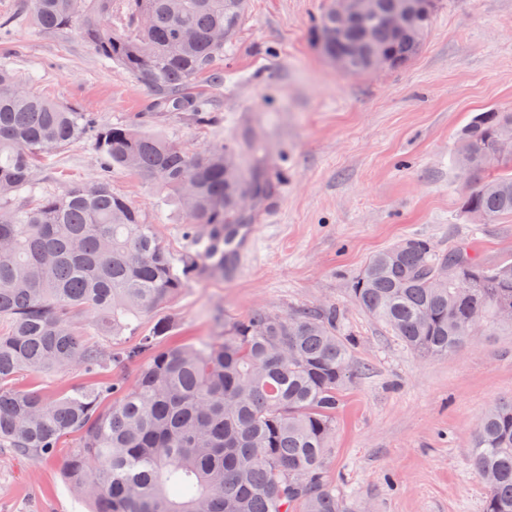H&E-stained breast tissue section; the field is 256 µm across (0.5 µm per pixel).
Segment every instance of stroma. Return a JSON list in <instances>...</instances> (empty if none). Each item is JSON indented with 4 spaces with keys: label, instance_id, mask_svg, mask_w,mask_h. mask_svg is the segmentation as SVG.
I'll list each match as a JSON object with an SVG mask.
<instances>
[{
    "label": "stroma",
    "instance_id": "35a3bbf8",
    "mask_svg": "<svg viewBox=\"0 0 512 512\" xmlns=\"http://www.w3.org/2000/svg\"><path fill=\"white\" fill-rule=\"evenodd\" d=\"M224 47V82L200 79L211 122L150 112L148 90L104 65L75 35L30 22V0H0V65L23 86L88 113L99 125H135L190 151L232 146L247 178L275 185L244 210L258 225L254 255L220 279L190 281L163 310L165 345L223 333L254 310L289 316L335 308L361 370L346 388L324 477L345 489L353 512H483L486 487L470 464L482 415L512 398V333L481 327L445 358L417 355L371 320L350 288L365 261L405 238L445 250L467 244L486 262L512 259V217L476 224L462 209L455 157L471 117L512 108V0H437L425 45L397 71L347 75L318 47L328 0H247ZM109 177L174 247L183 219L141 175L104 173L92 140L59 149L41 185L56 189ZM140 362L20 376L53 397L124 378ZM63 459L0 448V512H87L65 483Z\"/></svg>",
    "mask_w": 512,
    "mask_h": 512
}]
</instances>
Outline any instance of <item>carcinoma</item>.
I'll use <instances>...</instances> for the list:
<instances>
[{
  "label": "carcinoma",
  "mask_w": 512,
  "mask_h": 512,
  "mask_svg": "<svg viewBox=\"0 0 512 512\" xmlns=\"http://www.w3.org/2000/svg\"><path fill=\"white\" fill-rule=\"evenodd\" d=\"M347 20L328 7L319 39L344 71L371 72L384 53L388 70L422 49L432 16L401 29L386 4ZM246 0H31L33 24L73 32L105 61L150 92L151 112H191L209 121L197 92L206 76L224 81V47ZM370 38L364 39L363 32ZM512 110L489 108L462 130L456 154L464 174L496 164L463 198L481 224L512 217V148L499 137ZM109 167L133 170L186 217L191 249L167 243L142 213L112 192L106 177L39 192L37 163L82 139ZM234 149L191 153L126 124L95 127L83 112L36 95L0 68V447L52 458L78 436L63 464L66 483L91 512H346L344 494L323 476L346 385L358 373L353 343L336 333L333 309L290 316L256 310L220 336L163 348L169 323L158 318L129 349L107 353L81 337L82 316L114 340L179 296L189 281L224 277V226L244 222L236 197L251 192ZM25 210L8 208L20 193ZM459 278L436 288L439 269ZM351 295L411 351L455 352L473 334V316L494 328L512 309V261L486 264L464 247L437 250L403 239L373 254ZM143 358L136 382L112 379L49 399L16 384L24 373L87 374L106 362ZM487 488L483 512H512V400L486 412L471 444Z\"/></svg>",
  "instance_id": "1"
}]
</instances>
